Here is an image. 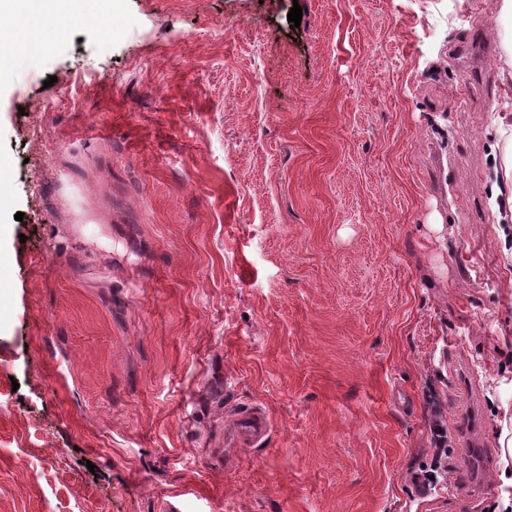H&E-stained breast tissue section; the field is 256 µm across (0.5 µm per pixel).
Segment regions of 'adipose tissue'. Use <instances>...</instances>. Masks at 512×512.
Here are the masks:
<instances>
[{
    "mask_svg": "<svg viewBox=\"0 0 512 512\" xmlns=\"http://www.w3.org/2000/svg\"><path fill=\"white\" fill-rule=\"evenodd\" d=\"M16 0H0V29L14 41H23L25 34H45L67 28L85 19L96 6L106 0H25L27 9L16 15Z\"/></svg>",
    "mask_w": 512,
    "mask_h": 512,
    "instance_id": "adipose-tissue-1",
    "label": "adipose tissue"
}]
</instances>
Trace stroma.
Returning <instances> with one entry per match:
<instances>
[{"label":"stroma","mask_w":512,"mask_h":512,"mask_svg":"<svg viewBox=\"0 0 512 512\" xmlns=\"http://www.w3.org/2000/svg\"><path fill=\"white\" fill-rule=\"evenodd\" d=\"M499 7L112 0L16 53L0 512H501ZM432 394L453 442L425 493ZM252 411L268 432L225 462Z\"/></svg>","instance_id":"1"}]
</instances>
